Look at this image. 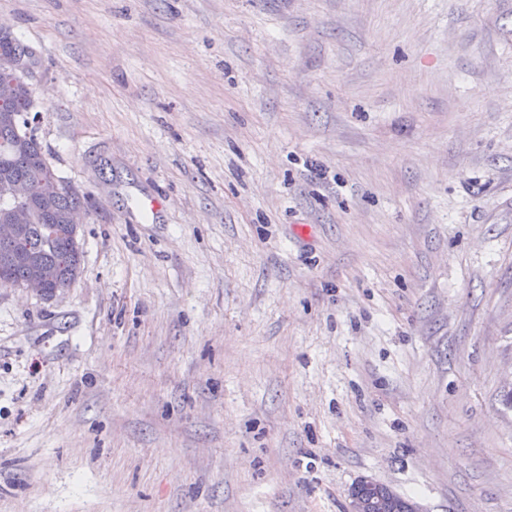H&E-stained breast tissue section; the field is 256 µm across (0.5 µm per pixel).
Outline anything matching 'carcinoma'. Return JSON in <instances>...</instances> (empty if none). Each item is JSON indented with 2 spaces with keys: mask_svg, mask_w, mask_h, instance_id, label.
<instances>
[{
  "mask_svg": "<svg viewBox=\"0 0 512 512\" xmlns=\"http://www.w3.org/2000/svg\"><path fill=\"white\" fill-rule=\"evenodd\" d=\"M14 54L29 56L21 41L0 35V60ZM31 95L23 87L14 99L0 102V177L33 180L41 190L24 236L8 247L0 246V279L21 285L33 265H49L57 270L47 284L53 295L75 283L74 272L81 268L82 249L74 246L65 217L83 206L84 196L58 176L29 127Z\"/></svg>",
  "mask_w": 512,
  "mask_h": 512,
  "instance_id": "1",
  "label": "carcinoma"
}]
</instances>
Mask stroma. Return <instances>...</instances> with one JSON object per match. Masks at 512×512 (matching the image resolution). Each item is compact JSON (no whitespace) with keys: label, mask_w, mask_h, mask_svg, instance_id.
I'll use <instances>...</instances> for the list:
<instances>
[{"label":"stroma","mask_w":512,"mask_h":512,"mask_svg":"<svg viewBox=\"0 0 512 512\" xmlns=\"http://www.w3.org/2000/svg\"><path fill=\"white\" fill-rule=\"evenodd\" d=\"M82 272L0 286V512H512V0H0ZM136 196L164 208L147 223ZM401 509H403L401 511ZM347 512H424L416 502L402 503L395 491L370 478L359 479L349 492Z\"/></svg>","instance_id":"stroma-1"}]
</instances>
